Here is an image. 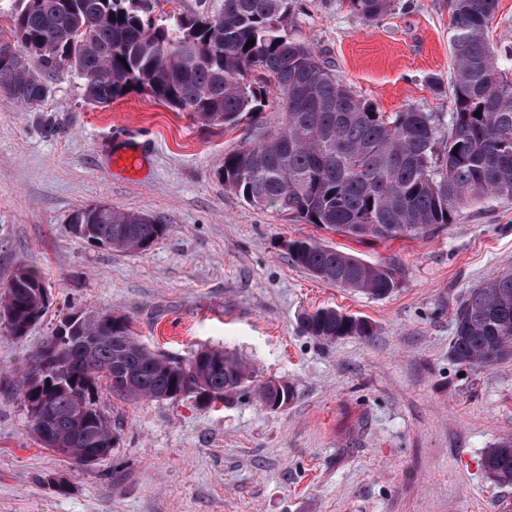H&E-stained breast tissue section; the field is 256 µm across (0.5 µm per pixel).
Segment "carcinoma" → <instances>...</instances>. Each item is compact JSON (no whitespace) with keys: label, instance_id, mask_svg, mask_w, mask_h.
Listing matches in <instances>:
<instances>
[{"label":"carcinoma","instance_id":"1","mask_svg":"<svg viewBox=\"0 0 512 512\" xmlns=\"http://www.w3.org/2000/svg\"><path fill=\"white\" fill-rule=\"evenodd\" d=\"M9 35L0 33V92L28 106L53 91L63 71L82 83L86 101L108 106L133 91L205 124L231 127L260 117L265 86L274 85L282 125L259 143L224 154V184L251 208L289 213L357 240L425 235L455 222L487 196L512 197V51L488 38L498 0H448L453 57L448 119L409 106L388 115L358 95L293 31V0H219L209 13L153 18V0H14ZM366 22L384 17L394 0H347ZM255 43L246 47L248 40ZM78 236L117 251H144L168 232L138 212L75 210ZM292 263L314 277L372 296L398 284L399 270L316 241L288 245ZM38 275L15 270L0 293L11 335L22 338L48 309ZM305 333L332 343L368 339L371 323L337 308L300 316ZM82 333L53 335L28 363L22 381L29 425L46 449H69L90 465L111 454L116 434L96 406L101 385L132 400L226 401L252 382L240 357L202 349L179 362L154 353L133 335L129 319L95 315ZM454 360L491 368L512 360V269L471 289L453 316ZM282 383L259 384L266 407ZM46 403L47 413L32 408ZM485 471L512 486V437L483 458Z\"/></svg>","mask_w":512,"mask_h":512}]
</instances>
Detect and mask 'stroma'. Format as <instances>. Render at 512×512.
<instances>
[{
  "label": "stroma",
  "mask_w": 512,
  "mask_h": 512,
  "mask_svg": "<svg viewBox=\"0 0 512 512\" xmlns=\"http://www.w3.org/2000/svg\"><path fill=\"white\" fill-rule=\"evenodd\" d=\"M293 5L301 40L379 111H449L448 0H396L373 23L345 0ZM52 87L36 108L0 93V289L23 265L49 296L23 338L0 321V512H512V487L481 466L512 436V361L450 354L468 290L512 268V199L487 197L425 237L359 241L252 209L220 179L226 152L281 126L277 105L228 129L139 91L88 104L73 75ZM136 144L140 178L114 173L113 153ZM95 202L169 230L141 252L90 243L68 219ZM298 239L397 266L398 284L373 297L321 281L289 259ZM321 307L366 318L373 336H307L299 316ZM105 309L151 351L224 349L295 396L272 411L247 390L202 407L104 388L117 445L75 464L37 443L20 381L64 314Z\"/></svg>",
  "instance_id": "35a3bbf8"
}]
</instances>
